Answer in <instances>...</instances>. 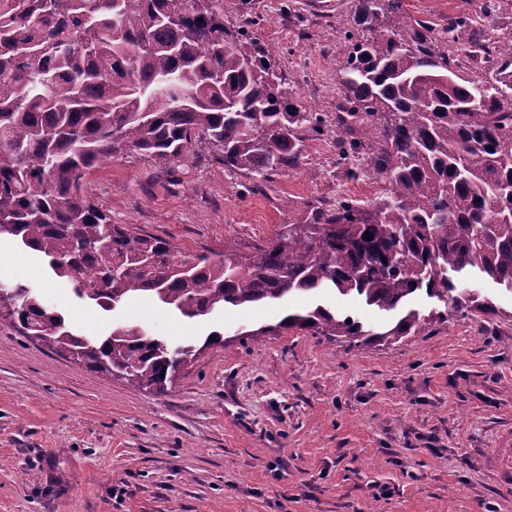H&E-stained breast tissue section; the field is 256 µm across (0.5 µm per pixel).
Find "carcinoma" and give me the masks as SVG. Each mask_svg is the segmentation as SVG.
Here are the masks:
<instances>
[{"mask_svg": "<svg viewBox=\"0 0 512 512\" xmlns=\"http://www.w3.org/2000/svg\"><path fill=\"white\" fill-rule=\"evenodd\" d=\"M400 10V0H358L362 36L346 41L339 69L337 164L348 180L383 182L382 194L318 201L287 237L211 256L112 223L85 177L127 152L172 166L206 139L224 170L270 181L299 166L323 116L285 87L248 30L224 27V0H0V239L47 258L104 311L152 298L191 319L334 288L400 314L376 332L318 305L250 338L298 329L389 345L456 313H498L459 277L512 291V40L464 47L485 72L464 79L435 42L459 45L465 22L436 34L407 20L384 28ZM422 292L444 309L408 308ZM0 319L155 394L199 353L128 322L89 339L23 283L0 294Z\"/></svg>", "mask_w": 512, "mask_h": 512, "instance_id": "cac0c4a2", "label": "carcinoma"}]
</instances>
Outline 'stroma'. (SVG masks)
<instances>
[{
    "instance_id": "1",
    "label": "stroma",
    "mask_w": 512,
    "mask_h": 512,
    "mask_svg": "<svg viewBox=\"0 0 512 512\" xmlns=\"http://www.w3.org/2000/svg\"><path fill=\"white\" fill-rule=\"evenodd\" d=\"M357 0H224V25L252 34L308 111L333 119ZM493 4L495 25L482 20ZM410 19H466L462 42L512 38V0H401ZM382 183L344 178L332 132L309 134L297 168L254 188L208 141L175 170L123 154L87 178L115 224L188 252H249L307 202L369 200ZM18 258L0 282L37 288L80 335L116 322L202 352L165 394L87 369L0 324V512H512L486 467L512 446V296L500 313L457 315L391 346L350 348L299 330L247 331L322 304L374 326L382 316L329 292L225 308L188 320L150 299L109 313L78 301L45 258ZM38 265L26 274L21 262ZM222 332L226 346L204 347Z\"/></svg>"
}]
</instances>
